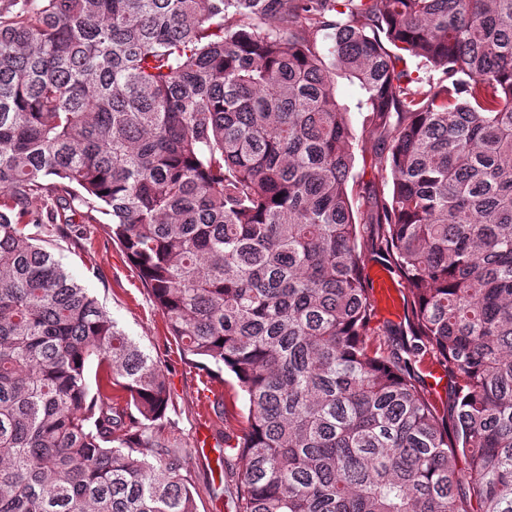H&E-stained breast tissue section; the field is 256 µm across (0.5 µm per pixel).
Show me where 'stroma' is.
Masks as SVG:
<instances>
[{"label":"stroma","instance_id":"obj_1","mask_svg":"<svg viewBox=\"0 0 512 512\" xmlns=\"http://www.w3.org/2000/svg\"><path fill=\"white\" fill-rule=\"evenodd\" d=\"M51 250L158 365L173 400L167 417L187 450V468L199 491L198 512H231L222 481L224 441L243 434L247 413L233 377L212 364L185 360L138 267L103 225H69Z\"/></svg>","mask_w":512,"mask_h":512}]
</instances>
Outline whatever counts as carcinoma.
<instances>
[{"mask_svg": "<svg viewBox=\"0 0 512 512\" xmlns=\"http://www.w3.org/2000/svg\"><path fill=\"white\" fill-rule=\"evenodd\" d=\"M338 77L390 183L365 207ZM73 200L247 400L234 512H512V0L0 19V512H197L156 363L47 247ZM367 255L404 321L377 318ZM415 369L417 372L424 377L426 382L430 385L432 389V399L436 403V405L443 410L448 403V376L445 375L443 380L438 386H434L433 373L436 370H440L444 373L442 367H440L437 363L431 360H426L424 364H416ZM445 374V373H444Z\"/></svg>", "mask_w": 512, "mask_h": 512, "instance_id": "carcinoma-1", "label": "carcinoma"}]
</instances>
